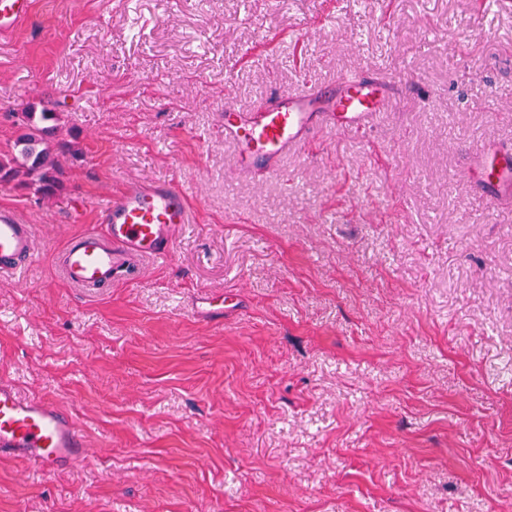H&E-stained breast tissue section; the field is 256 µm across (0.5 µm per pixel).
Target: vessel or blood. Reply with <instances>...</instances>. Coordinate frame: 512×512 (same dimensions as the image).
<instances>
[{"label": "vessel or blood", "mask_w": 512, "mask_h": 512, "mask_svg": "<svg viewBox=\"0 0 512 512\" xmlns=\"http://www.w3.org/2000/svg\"><path fill=\"white\" fill-rule=\"evenodd\" d=\"M33 10V0H0V34L14 31ZM391 83L355 79L330 91L316 85L276 93L261 111L224 112V137L238 149L240 163L257 172L301 149L316 128L331 123L338 129L364 133L393 96ZM482 166L492 197L512 195V150L482 151ZM187 193L166 182H130L101 210V228H88L63 249L60 272L75 288L111 287L124 276L126 259L163 260L174 250V231L190 223ZM39 259L34 226L11 205L0 206V276H18ZM87 452L82 429L70 413L52 401L19 394L0 379V454L33 460L45 474L70 466Z\"/></svg>", "instance_id": "b4317fda"}]
</instances>
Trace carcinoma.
Returning a JSON list of instances; mask_svg holds the SVG:
<instances>
[{"instance_id": "carcinoma-1", "label": "carcinoma", "mask_w": 512, "mask_h": 512, "mask_svg": "<svg viewBox=\"0 0 512 512\" xmlns=\"http://www.w3.org/2000/svg\"><path fill=\"white\" fill-rule=\"evenodd\" d=\"M28 132L14 144L15 156L0 160V182L9 183L23 177L19 185L36 193L49 194L62 186L63 169L55 160V149L46 136L61 131L58 114L44 107L41 112L22 113Z\"/></svg>"}]
</instances>
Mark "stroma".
Instances as JSON below:
<instances>
[{"mask_svg": "<svg viewBox=\"0 0 512 512\" xmlns=\"http://www.w3.org/2000/svg\"><path fill=\"white\" fill-rule=\"evenodd\" d=\"M390 79L254 174L224 110ZM51 102L61 190L0 183L41 258L0 278V377L73 412L87 456L0 454V512H512V148L503 0H34L0 35V157ZM129 181L191 202L164 261L100 292L60 255ZM227 293L223 318L191 312ZM482 166L492 198L512 195V149L482 151L475 161Z\"/></svg>", "mask_w": 512, "mask_h": 512, "instance_id": "obj_1", "label": "stroma"}]
</instances>
